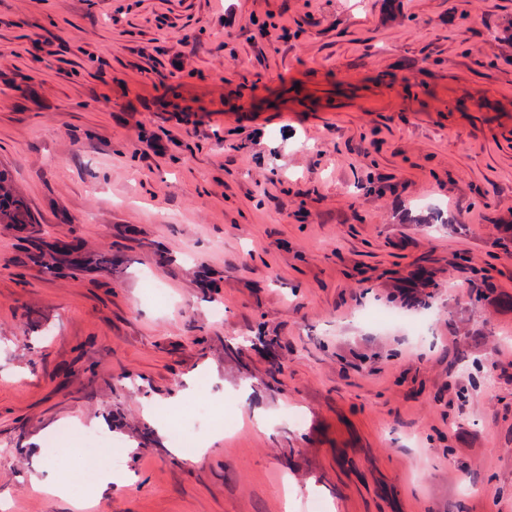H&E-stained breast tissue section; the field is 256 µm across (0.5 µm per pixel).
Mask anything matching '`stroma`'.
<instances>
[{
  "label": "stroma",
  "instance_id": "stroma-1",
  "mask_svg": "<svg viewBox=\"0 0 512 512\" xmlns=\"http://www.w3.org/2000/svg\"><path fill=\"white\" fill-rule=\"evenodd\" d=\"M0 168L6 512H512V0H0ZM0 224L25 228L32 224L26 201L13 186L8 175L0 171Z\"/></svg>",
  "mask_w": 512,
  "mask_h": 512
}]
</instances>
